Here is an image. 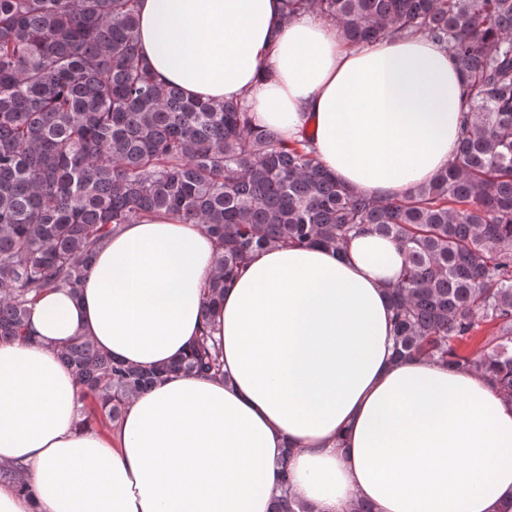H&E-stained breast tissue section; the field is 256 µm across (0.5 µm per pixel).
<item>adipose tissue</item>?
<instances>
[{"label":"adipose tissue","instance_id":"1","mask_svg":"<svg viewBox=\"0 0 512 512\" xmlns=\"http://www.w3.org/2000/svg\"><path fill=\"white\" fill-rule=\"evenodd\" d=\"M152 72L192 98H246L283 142L313 135L322 164L388 199L455 158L463 79L438 43L369 46L281 0H140ZM214 247L198 225L151 216L105 242L80 294L29 310L36 341L0 343V512H269L290 454L313 512H497L512 500V401L476 371L397 360L389 290L405 268L367 230L339 252L253 254L212 317ZM224 346L220 377L173 374L127 404L118 428L78 424V384L59 349L78 335L149 368L182 354L203 321Z\"/></svg>","mask_w":512,"mask_h":512}]
</instances>
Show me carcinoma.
<instances>
[{
    "label": "carcinoma",
    "instance_id": "cac0c4a2",
    "mask_svg": "<svg viewBox=\"0 0 512 512\" xmlns=\"http://www.w3.org/2000/svg\"><path fill=\"white\" fill-rule=\"evenodd\" d=\"M137 0H0V340L29 336L30 305L78 291L123 224L177 215L214 244L207 298L224 297L256 251L332 250L368 226L406 254L391 291L394 352L482 371L512 399V0H283L369 44L424 36L448 50L472 120L455 162L388 200L360 196L315 157L281 144L246 99H192L157 81ZM492 335L478 341L482 327ZM60 358L78 384L79 425L120 424L127 402L172 372L223 374L207 327L173 363L114 360L89 336ZM276 465L272 512H311Z\"/></svg>",
    "mask_w": 512,
    "mask_h": 512
}]
</instances>
